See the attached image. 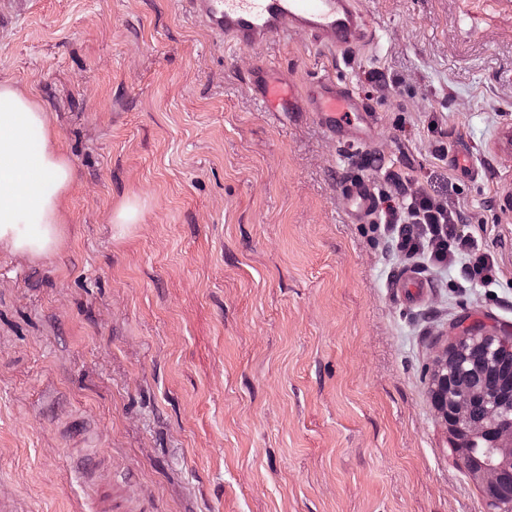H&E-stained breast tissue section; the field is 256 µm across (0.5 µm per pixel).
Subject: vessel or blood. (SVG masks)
Returning <instances> with one entry per match:
<instances>
[{"instance_id": "vessel-or-blood-1", "label": "vessel or blood", "mask_w": 512, "mask_h": 512, "mask_svg": "<svg viewBox=\"0 0 512 512\" xmlns=\"http://www.w3.org/2000/svg\"><path fill=\"white\" fill-rule=\"evenodd\" d=\"M198 22L225 45L256 50L288 34L311 36L317 51L334 57L373 48L376 35L360 12L358 0H181ZM257 96L267 111L303 112L347 146L365 143L379 120L375 112L343 80L327 75L295 91L290 77L268 61H260L253 79ZM348 200V221L371 223L379 210L373 183L363 177L343 185ZM429 282L413 270L403 271L393 289L417 300Z\"/></svg>"}]
</instances>
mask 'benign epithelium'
I'll use <instances>...</instances> for the list:
<instances>
[{
    "label": "benign epithelium",
    "instance_id": "1",
    "mask_svg": "<svg viewBox=\"0 0 512 512\" xmlns=\"http://www.w3.org/2000/svg\"><path fill=\"white\" fill-rule=\"evenodd\" d=\"M498 341L478 323L459 326L454 340L433 360L431 389L458 460L465 462L470 447L479 442L486 447L489 459L470 474L486 492L488 512H512V491L502 486L503 470L512 468V394L495 383L473 388L457 377L459 354L481 349L490 360ZM477 401L483 405L479 417L472 412Z\"/></svg>",
    "mask_w": 512,
    "mask_h": 512
}]
</instances>
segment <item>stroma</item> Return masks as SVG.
Listing matches in <instances>:
<instances>
[{"label":"stroma","instance_id":"stroma-1","mask_svg":"<svg viewBox=\"0 0 512 512\" xmlns=\"http://www.w3.org/2000/svg\"><path fill=\"white\" fill-rule=\"evenodd\" d=\"M359 3L380 46L346 75L379 122L352 148L251 90L262 59L335 72L307 34L238 50L180 0H9L0 82L75 178L54 253L0 250V512H90L84 463L130 512H487L430 378L461 319L512 337V0ZM354 173L459 212L491 283L349 223ZM412 267L418 303L391 289Z\"/></svg>","mask_w":512,"mask_h":512}]
</instances>
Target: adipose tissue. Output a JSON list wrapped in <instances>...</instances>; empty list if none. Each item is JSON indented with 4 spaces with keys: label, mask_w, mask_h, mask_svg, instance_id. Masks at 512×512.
Wrapping results in <instances>:
<instances>
[{
    "label": "adipose tissue",
    "mask_w": 512,
    "mask_h": 512,
    "mask_svg": "<svg viewBox=\"0 0 512 512\" xmlns=\"http://www.w3.org/2000/svg\"><path fill=\"white\" fill-rule=\"evenodd\" d=\"M73 170L33 97L0 84V246L41 257L59 241V202Z\"/></svg>",
    "instance_id": "1"
}]
</instances>
